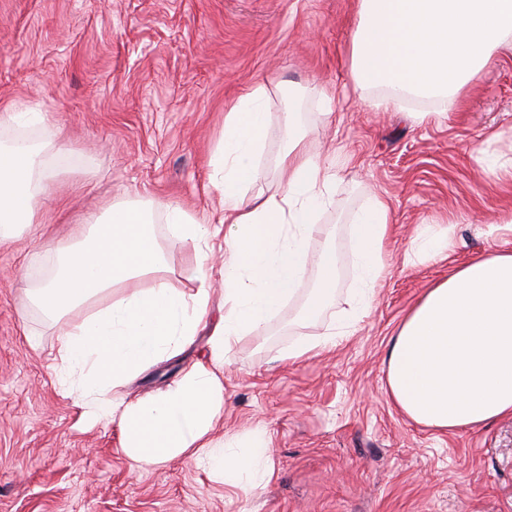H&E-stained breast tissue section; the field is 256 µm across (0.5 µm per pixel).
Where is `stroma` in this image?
Here are the masks:
<instances>
[{
	"label": "stroma",
	"instance_id": "stroma-1",
	"mask_svg": "<svg viewBox=\"0 0 512 512\" xmlns=\"http://www.w3.org/2000/svg\"><path fill=\"white\" fill-rule=\"evenodd\" d=\"M359 0H0V108L28 102L51 131L0 127V147L27 138L61 149L56 190L36 225L0 243V512H512V418L440 432L400 414L385 392L399 325L428 288L469 261L512 249V46L451 100L374 109L382 92L355 87ZM269 95L260 176L283 181V115L295 109L314 155L336 166L331 204L308 250L336 252V296L315 322L297 317L318 279L262 336L231 343L224 416L213 436L254 428L272 441L271 480L252 492L182 459L143 467L117 425L90 421L56 379L59 329L24 291L46 278V243L76 239L82 219L129 199L170 201L218 222L214 158L224 115L256 83ZM327 97H320L319 89ZM427 111L414 122L411 111ZM392 214L370 309L352 335L301 362L288 345L346 323L358 278L348 229L372 196ZM449 238L434 260L406 263L420 233ZM224 241L170 251L162 278L187 292L207 265L213 316L224 303ZM209 330L184 352L121 387L147 397L203 360Z\"/></svg>",
	"mask_w": 512,
	"mask_h": 512
}]
</instances>
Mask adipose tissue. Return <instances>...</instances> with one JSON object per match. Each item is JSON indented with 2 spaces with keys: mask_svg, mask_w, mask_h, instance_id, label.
I'll return each mask as SVG.
<instances>
[{
  "mask_svg": "<svg viewBox=\"0 0 512 512\" xmlns=\"http://www.w3.org/2000/svg\"><path fill=\"white\" fill-rule=\"evenodd\" d=\"M267 88L258 83L224 116V144L215 186L224 226V306L210 339L209 360L193 365L158 394L133 401L110 388L191 345L211 316L208 288L186 294L159 279L164 248L206 239L209 228L173 202L145 207L115 203L84 220L82 239L54 247V273L27 289L30 305L55 318L115 286L128 288L61 330L64 377L80 374L78 391L91 418L118 423L122 450L143 466L179 458L202 461L212 477L244 490L268 482L270 439L265 431L239 435L234 449L212 438L224 415V363L231 342L262 334L270 318L297 293L309 262L308 241L317 206L328 202L334 165L311 155L294 121L285 125L279 167L286 179L268 196L250 192L260 170L267 132ZM52 161L25 146L0 149V241L19 225H33L48 193ZM169 225L159 244L154 213ZM391 207L372 196L349 237L359 269L353 316L362 319L383 276L382 251ZM319 280L300 309L302 321L319 319L336 291V254L325 249ZM151 284H144L146 275ZM386 390L416 423L442 432L475 429L512 416V249L480 257L437 283L408 312L386 358Z\"/></svg>",
  "mask_w": 512,
  "mask_h": 512,
  "instance_id": "1",
  "label": "adipose tissue"
}]
</instances>
